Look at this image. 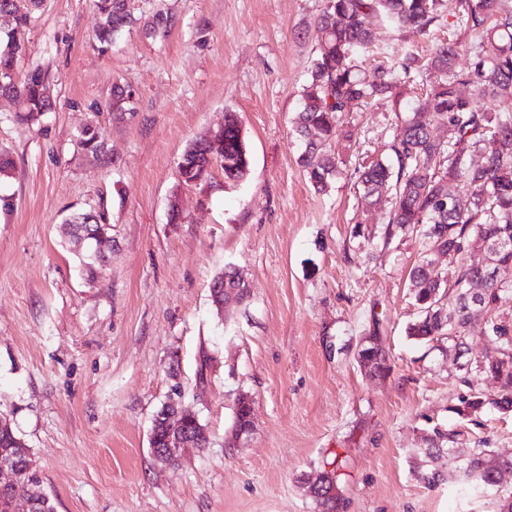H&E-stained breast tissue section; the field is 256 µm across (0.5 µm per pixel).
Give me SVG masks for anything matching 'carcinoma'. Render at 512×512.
Segmentation results:
<instances>
[{"label": "carcinoma", "instance_id": "obj_1", "mask_svg": "<svg viewBox=\"0 0 512 512\" xmlns=\"http://www.w3.org/2000/svg\"><path fill=\"white\" fill-rule=\"evenodd\" d=\"M40 0H0V16L9 14L14 28L0 47V93L26 99L21 120L31 121L47 109L48 78L40 70L17 84L13 78L16 59L25 49L20 34ZM447 0H325L315 22L318 52L312 61L303 102L295 118V131L303 138L315 130L321 141H309L300 164L314 188L321 189L344 164L339 146L350 139L343 113L352 103L374 99L398 102L405 86L416 75H426L428 89L424 105L413 109L403 121L401 135L390 146V159H377L359 174L362 198L378 202L391 198L385 237L395 230L422 228L424 250L412 268V294L417 319L406 333L419 342L441 336H456L457 345L469 330L468 314L462 304L469 285L483 290L485 306L497 305L512 292V0H458L461 26L479 37L469 65L458 63L459 43L450 38L432 45L421 56L413 51H395L373 69L362 74L355 60L373 45L374 22L428 35L442 17ZM104 23L96 39L108 44L134 23L127 0H98ZM469 88L462 94L460 87ZM492 99L494 108H480L477 101ZM448 127L449 140L438 139L434 126ZM224 146L216 160L224 169V182L237 183L249 173L247 143L236 113H224ZM81 145L93 154L104 145L92 126L82 132ZM204 151L187 148L180 177L196 182L204 174ZM462 180L471 187L466 195L448 188V181ZM476 247L491 252L495 277L486 270L464 264L454 284L433 278L429 266L439 257L454 252L462 256ZM247 290L242 273L226 269L211 290ZM488 341L503 347L501 336H512V323L487 325ZM482 374L498 386L494 404L504 414L512 413V364L504 367L496 358L484 363ZM485 406L481 393L461 400L458 413L472 415ZM187 437L199 451L209 447L206 426L190 421ZM25 441L11 427H0V450L19 454ZM481 452L470 458L469 476L482 486H498L501 473L512 472V459L494 469L484 467ZM315 500L320 512H338L340 503L336 470L320 474Z\"/></svg>", "mask_w": 512, "mask_h": 512}]
</instances>
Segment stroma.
<instances>
[{"label": "stroma", "instance_id": "35a3bbf8", "mask_svg": "<svg viewBox=\"0 0 512 512\" xmlns=\"http://www.w3.org/2000/svg\"><path fill=\"white\" fill-rule=\"evenodd\" d=\"M324 0H128L137 22L100 51L96 0H42L15 82L49 74L52 103L19 121L0 97V412L32 450L55 512H317L310 481L337 465L340 512H498L512 473L468 480L473 450L512 458V415L457 408L494 382L481 328L512 322V295L475 309L465 347L419 344L409 273L419 232L385 239L388 208L359 202L356 168L386 156L416 105L352 106L342 175L315 191L294 130ZM166 28L153 31L156 14ZM131 109L109 107L113 86ZM237 113L249 174L220 163L186 183L178 162ZM94 126L106 145L78 144ZM104 213L112 243L86 274L66 218ZM363 236H353L354 225ZM248 296L217 308L225 266ZM378 337L390 369L368 375L359 350ZM254 427L230 441L235 400ZM181 398L211 445L174 468L149 438ZM438 472L428 483L426 473ZM239 288L240 291L235 294V296H239L242 292V297L246 295V282L243 280L242 273H240L236 269H225L224 273L218 275L211 286V297L212 301L215 304L216 299L214 298V291H217V295L224 291V294L227 293L229 295V291L232 289Z\"/></svg>", "mask_w": 512, "mask_h": 512}]
</instances>
